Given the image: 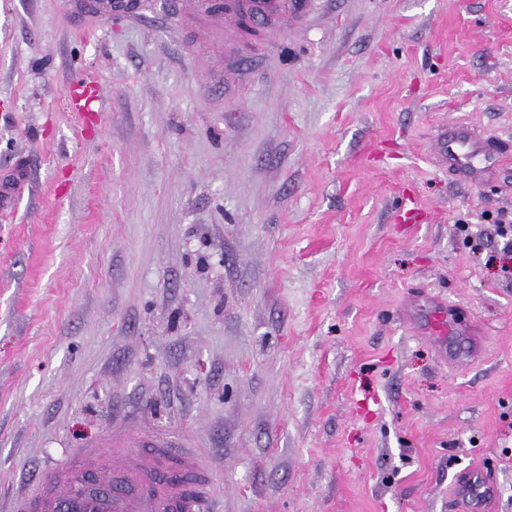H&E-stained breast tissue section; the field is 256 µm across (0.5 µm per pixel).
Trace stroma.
<instances>
[{
	"label": "stroma",
	"instance_id": "obj_1",
	"mask_svg": "<svg viewBox=\"0 0 512 512\" xmlns=\"http://www.w3.org/2000/svg\"><path fill=\"white\" fill-rule=\"evenodd\" d=\"M73 4L0 0V499L147 434L223 512H448L476 467L512 512V149L432 162L456 120L512 146V0H312L236 62ZM506 151L495 139L481 136L467 123L446 126L435 139L434 155L448 172L472 185L484 183ZM429 320L431 326L439 333V336H447L448 340H444L443 343L448 341V359L455 361L458 359L457 354L453 351L451 346L452 336H460L463 332V325L458 314L448 306L442 308H432L429 311Z\"/></svg>",
	"mask_w": 512,
	"mask_h": 512
}]
</instances>
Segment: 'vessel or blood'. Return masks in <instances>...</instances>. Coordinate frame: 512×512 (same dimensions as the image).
I'll use <instances>...</instances> for the list:
<instances>
[{"label":"vessel or blood","instance_id":"1","mask_svg":"<svg viewBox=\"0 0 512 512\" xmlns=\"http://www.w3.org/2000/svg\"><path fill=\"white\" fill-rule=\"evenodd\" d=\"M178 19L199 25L216 42L237 41L243 28L279 27L306 20L310 0H171ZM79 8L105 19L137 14V0H81ZM506 151L495 139L460 122L437 136L434 154L459 180L478 185ZM439 335L463 331L450 308L429 312ZM496 487L480 470L459 473L453 512H494ZM216 498L211 465L194 448L163 446L85 448L60 466L39 472L34 487L22 492L12 512H209Z\"/></svg>","mask_w":512,"mask_h":512}]
</instances>
